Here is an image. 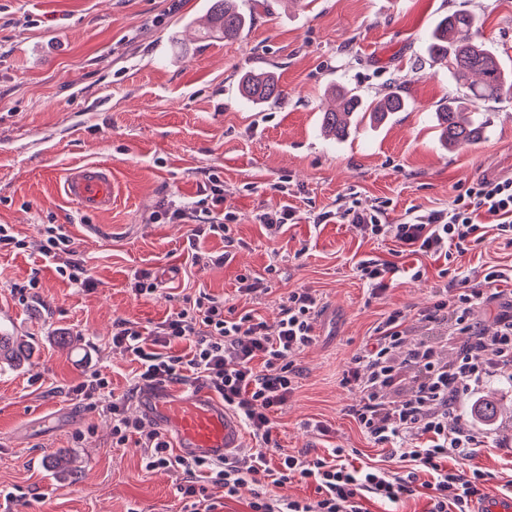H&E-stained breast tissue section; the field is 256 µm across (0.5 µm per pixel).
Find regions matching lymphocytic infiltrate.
<instances>
[{
  "instance_id": "lymphocytic-infiltrate-1",
  "label": "lymphocytic infiltrate",
  "mask_w": 512,
  "mask_h": 512,
  "mask_svg": "<svg viewBox=\"0 0 512 512\" xmlns=\"http://www.w3.org/2000/svg\"><path fill=\"white\" fill-rule=\"evenodd\" d=\"M384 214V206L363 209L354 203L341 217L370 238H393L403 252L438 262V298L412 318L399 308L389 311L352 356L342 382L361 394L350 410L361 431L411 463L405 474L349 462L341 448L315 457L278 451L272 416L287 405L300 375L287 356L314 343L323 311L321 297L309 288L292 289L282 298L273 326L254 312L225 306L223 298L203 289L183 297L153 327L117 319L112 345L137 365L128 394L115 397L111 380L97 370L72 386V394L111 414L116 445L135 442L146 470L175 475L190 512H215L207 488L231 498L249 481L257 486L250 512H367L364 500L395 504L414 495L420 484L428 491L424 512H472L486 474L450 468L447 460L452 453L471 459L478 438L469 423H449L448 415L495 368L512 366V311L501 314L491 334L471 320L485 288L512 283V268L486 267L475 286L454 263L482 243L489 227L512 246V178L481 179L449 208L399 224L385 223ZM153 219L192 225L196 236L207 232L232 239L222 180L214 170L206 172L195 199L164 207ZM40 234L45 262L71 285L94 287L90 268L61 225H42ZM458 335L466 342L449 354L448 339ZM166 382L203 385L223 399L256 443L243 462L176 453L161 432L127 415L132 394ZM423 473L429 476L424 483L419 480ZM293 482L314 485V496L275 495V488Z\"/></svg>"
}]
</instances>
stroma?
I'll return each mask as SVG.
<instances>
[{"label":"stroma","instance_id":"35a3bbf8","mask_svg":"<svg viewBox=\"0 0 512 512\" xmlns=\"http://www.w3.org/2000/svg\"><path fill=\"white\" fill-rule=\"evenodd\" d=\"M252 22L237 39H207L210 0H0V224L13 225L26 251L0 254V326L30 347L20 365L0 370V512H180L175 475L148 471L134 444L115 447L112 420L72 399L84 374L108 375L115 395L129 387L133 363L113 352L116 319L149 326L169 309L167 294L199 289L274 322L293 288L320 295L315 342L292 354L302 376L273 433L285 453L359 452L401 471L374 447L349 413L359 393L343 372L385 313H417L436 299L439 266L424 260L418 281L398 277L372 300L356 270L362 259L411 263L396 242L374 240L341 219L313 224L341 204H385L387 221L448 208L476 181L512 177V92L480 104L485 136L448 152L431 114L458 86L447 65L421 54L438 19L464 9L478 18L477 40L512 67V0H239ZM274 72L281 100L256 104L239 92L249 70ZM344 85L362 96L404 91L410 105L387 122H358L328 140L321 113ZM112 167V208L85 214L58 186L84 163ZM224 182L233 246L209 234L199 251L228 252L224 266H189L190 227L150 219L163 200L195 197L205 172ZM290 204L301 215L267 234L258 211ZM63 225L86 259L92 288L63 280L39 254V230ZM275 273H268V265ZM512 265V246L486 237L458 258L461 272ZM40 283L21 297L32 267ZM148 270L164 293L135 297L133 274ZM267 278L271 290L239 295L238 278ZM501 405L492 426H476L473 460L452 468L486 472L484 495L512 480V379L500 373L477 398ZM323 421L320 436L306 423Z\"/></svg>","mask_w":512,"mask_h":512}]
</instances>
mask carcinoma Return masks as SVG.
Instances as JSON below:
<instances>
[{"instance_id":"carcinoma-1","label":"carcinoma","mask_w":512,"mask_h":512,"mask_svg":"<svg viewBox=\"0 0 512 512\" xmlns=\"http://www.w3.org/2000/svg\"><path fill=\"white\" fill-rule=\"evenodd\" d=\"M475 16L456 10L441 18L425 39L424 51L433 62L448 61V71L455 82L467 90V98L450 97L435 112L444 145L456 150L462 145L480 141L485 121L474 111L476 101L495 100L505 89H512V71L506 68L495 49L472 40ZM249 17L236 0H212L209 28L206 35L231 38L243 31ZM244 97L252 102H276L282 97L277 80L268 72L246 73L241 80ZM337 107L322 113L321 126L336 138L349 134L359 116L381 122L395 112L403 111L408 99L402 90L390 89L376 104L364 101L355 89L336 91ZM27 344L18 337L0 330V364L15 367L25 359Z\"/></svg>"}]
</instances>
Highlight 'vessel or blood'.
I'll list each match as a JSON object with an SVG mask.
<instances>
[{
	"label": "vessel or blood",
	"instance_id": "b4317fda",
	"mask_svg": "<svg viewBox=\"0 0 512 512\" xmlns=\"http://www.w3.org/2000/svg\"><path fill=\"white\" fill-rule=\"evenodd\" d=\"M63 190L82 211L107 210L112 206V169L105 164L74 167L65 177ZM139 406L145 418L171 436L183 454L224 460L243 446L239 418L208 389L161 384L145 391Z\"/></svg>",
	"mask_w": 512,
	"mask_h": 512
}]
</instances>
